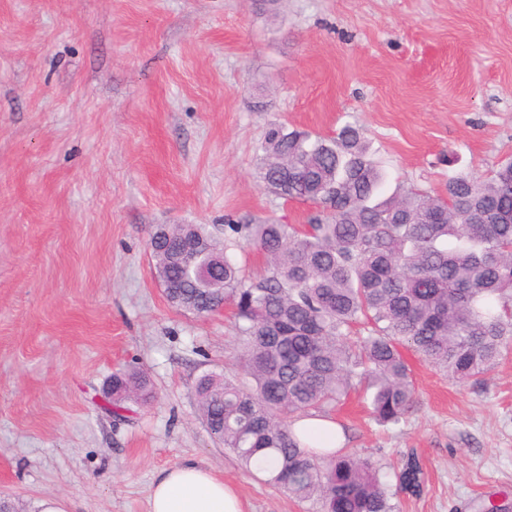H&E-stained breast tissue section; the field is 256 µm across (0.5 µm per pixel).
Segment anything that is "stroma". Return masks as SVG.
<instances>
[{
  "label": "stroma",
  "mask_w": 512,
  "mask_h": 512,
  "mask_svg": "<svg viewBox=\"0 0 512 512\" xmlns=\"http://www.w3.org/2000/svg\"><path fill=\"white\" fill-rule=\"evenodd\" d=\"M359 127L387 190L448 191L512 157V0H0V493L40 512H149L165 468L195 463L245 512H305L202 423L196 383L234 373L231 311L172 308L147 248L159 224L220 234L305 223L258 186L272 121ZM419 402L332 414L347 450L419 493L397 512L512 508V355L462 383L408 357ZM157 394L114 415L120 369Z\"/></svg>",
  "instance_id": "stroma-1"
}]
</instances>
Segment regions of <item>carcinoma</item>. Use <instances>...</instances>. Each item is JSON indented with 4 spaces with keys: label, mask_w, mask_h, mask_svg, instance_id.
Here are the masks:
<instances>
[{
    "label": "carcinoma",
    "mask_w": 512,
    "mask_h": 512,
    "mask_svg": "<svg viewBox=\"0 0 512 512\" xmlns=\"http://www.w3.org/2000/svg\"><path fill=\"white\" fill-rule=\"evenodd\" d=\"M259 150L264 189L320 204L307 224L249 217L222 239L204 224L149 233L172 307L234 308L239 371L199 378L203 422L313 512H395L377 461L309 452L293 425L329 417L353 390L378 424H399L417 405L405 349L457 381L512 349V158L489 175L449 176L446 197L409 186L380 200L383 174L351 124L325 137L274 121ZM241 242L266 259L256 283L230 253ZM156 398L142 371L112 375L113 401Z\"/></svg>",
    "instance_id": "obj_1"
}]
</instances>
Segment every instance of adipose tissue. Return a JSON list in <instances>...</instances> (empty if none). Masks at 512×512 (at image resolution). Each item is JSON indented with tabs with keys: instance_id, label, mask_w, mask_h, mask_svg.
I'll use <instances>...</instances> for the list:
<instances>
[{
	"instance_id": "ef3b65f1",
	"label": "adipose tissue",
	"mask_w": 512,
	"mask_h": 512,
	"mask_svg": "<svg viewBox=\"0 0 512 512\" xmlns=\"http://www.w3.org/2000/svg\"><path fill=\"white\" fill-rule=\"evenodd\" d=\"M150 512H243L237 491L214 471L176 465L155 477Z\"/></svg>"
}]
</instances>
